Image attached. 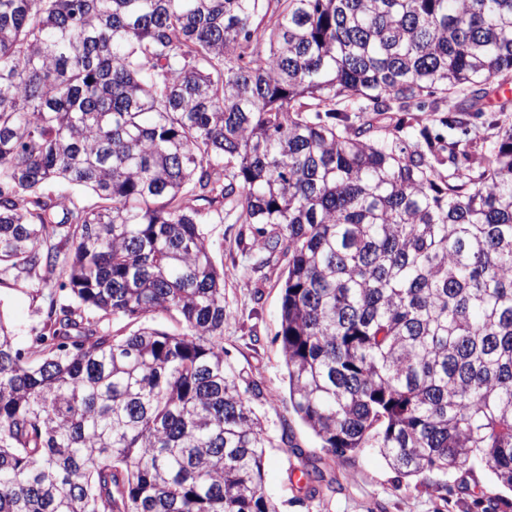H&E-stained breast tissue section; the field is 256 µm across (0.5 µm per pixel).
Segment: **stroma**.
<instances>
[{"mask_svg": "<svg viewBox=\"0 0 512 512\" xmlns=\"http://www.w3.org/2000/svg\"><path fill=\"white\" fill-rule=\"evenodd\" d=\"M205 230L217 261L228 275L224 280V360L243 382H256L263 396L251 405L276 444L264 461V493L279 512H483L486 496L496 488L487 471L448 477V488L437 491L414 479L399 476L376 448L332 455L292 411L287 373L280 343L282 264L256 271L255 257L239 240V225L209 224ZM47 299L28 288L0 287V316L13 325L18 343L34 335L47 308ZM335 478V492L309 502L299 459Z\"/></svg>", "mask_w": 512, "mask_h": 512, "instance_id": "obj_1", "label": "stroma"}]
</instances>
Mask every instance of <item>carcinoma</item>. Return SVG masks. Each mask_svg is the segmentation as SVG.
Here are the masks:
<instances>
[{"label": "carcinoma", "instance_id": "1", "mask_svg": "<svg viewBox=\"0 0 512 512\" xmlns=\"http://www.w3.org/2000/svg\"><path fill=\"white\" fill-rule=\"evenodd\" d=\"M510 74L512 0H0V284L49 297L23 346L0 318V512H278L202 228L232 216L285 258L322 448L512 491V125L463 168L393 119L453 131Z\"/></svg>", "mask_w": 512, "mask_h": 512}]
</instances>
